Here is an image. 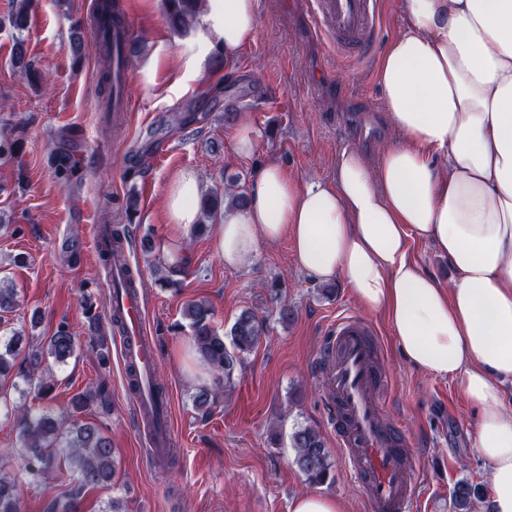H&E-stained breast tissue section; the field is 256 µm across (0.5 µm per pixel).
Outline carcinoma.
Wrapping results in <instances>:
<instances>
[{
	"label": "carcinoma",
	"instance_id": "cac0c4a2",
	"mask_svg": "<svg viewBox=\"0 0 512 512\" xmlns=\"http://www.w3.org/2000/svg\"><path fill=\"white\" fill-rule=\"evenodd\" d=\"M32 0H20L10 12L0 16V30L8 29L14 40L11 63L34 76L40 73L26 60L24 33L30 27ZM201 0H164V17L168 27L174 31L185 29L200 12ZM97 18L102 24V36L96 46L100 54L111 57L117 54L127 58L134 53L130 43L116 45L112 32L124 24V17L116 0H100ZM22 143L6 134L0 135V160L8 161L17 155ZM247 201L246 191L226 188L212 190L202 197L200 212L204 221L213 223L223 215L224 205L242 206ZM112 249L105 250L104 269L111 262L123 258L122 239L130 238L128 229L111 227ZM189 320L192 346L205 364L217 374V382L232 383L244 362V355L258 344L262 325L249 311L241 313L232 325L229 334L221 336L213 326L211 307L203 302H194L184 311ZM79 349L78 336L65 323L46 339L24 340V333L12 331V335H0V386L6 384L16 389L19 384L34 387L36 397L42 401L51 399L54 383L41 377L50 364L64 365ZM219 388L200 386L194 397V405L204 412L209 411ZM67 417L62 418L47 409L31 406H15L6 410L4 416L12 419L19 448L21 464L18 472L0 476V512H23L19 487L38 485L49 475L65 476L66 470L77 473L74 481L68 482L60 497L53 499L47 512H75L76 503L90 489L112 485L114 472V448L103 431L94 424L80 423L76 416L93 406L101 415L111 412L110 393L104 384L92 391L78 394L71 401ZM295 449L294 464L313 484H322L331 479V464L326 444L314 429L301 426L291 435ZM475 487L461 481L452 492L454 512H471Z\"/></svg>",
	"mask_w": 512,
	"mask_h": 512
}]
</instances>
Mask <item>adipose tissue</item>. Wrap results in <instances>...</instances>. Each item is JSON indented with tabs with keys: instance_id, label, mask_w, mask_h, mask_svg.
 <instances>
[{
	"instance_id": "obj_1",
	"label": "adipose tissue",
	"mask_w": 512,
	"mask_h": 512,
	"mask_svg": "<svg viewBox=\"0 0 512 512\" xmlns=\"http://www.w3.org/2000/svg\"><path fill=\"white\" fill-rule=\"evenodd\" d=\"M406 24L383 49L379 81L397 142L378 165L343 149L336 173L297 182L263 166L248 203L226 210L217 248L229 268L261 243L290 240L316 280L342 279L383 315L417 370L454 378L480 411L489 512H512V413L496 380L512 375V0H404ZM196 48L237 56L258 30V0H206ZM185 170L166 192L168 265L199 220ZM431 243L449 285L410 256Z\"/></svg>"
}]
</instances>
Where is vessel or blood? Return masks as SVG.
Masks as SVG:
<instances>
[{
    "label": "vessel or blood",
    "mask_w": 512,
    "mask_h": 512,
    "mask_svg": "<svg viewBox=\"0 0 512 512\" xmlns=\"http://www.w3.org/2000/svg\"><path fill=\"white\" fill-rule=\"evenodd\" d=\"M306 17L331 52L357 56L371 44L379 23L378 0H305ZM146 303L123 301L126 330L119 352L143 378L154 369L156 347L144 328ZM381 352L372 326L357 316L331 325L315 369L327 387L336 443L354 475L369 512H410L415 476L411 452L400 430L388 420L380 392L386 385Z\"/></svg>",
    "instance_id": "1"
}]
</instances>
